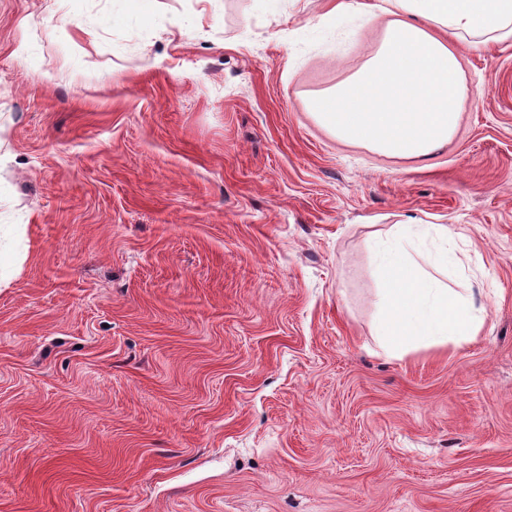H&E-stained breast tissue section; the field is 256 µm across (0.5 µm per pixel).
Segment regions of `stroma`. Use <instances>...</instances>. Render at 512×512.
Returning <instances> with one entry per match:
<instances>
[{
    "instance_id": "35a3bbf8",
    "label": "stroma",
    "mask_w": 512,
    "mask_h": 512,
    "mask_svg": "<svg viewBox=\"0 0 512 512\" xmlns=\"http://www.w3.org/2000/svg\"><path fill=\"white\" fill-rule=\"evenodd\" d=\"M338 0H0V512H512V39L396 159L312 103ZM445 224L475 340L389 356L369 245Z\"/></svg>"
}]
</instances>
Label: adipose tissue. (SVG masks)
<instances>
[{
    "label": "adipose tissue",
    "instance_id": "1",
    "mask_svg": "<svg viewBox=\"0 0 512 512\" xmlns=\"http://www.w3.org/2000/svg\"><path fill=\"white\" fill-rule=\"evenodd\" d=\"M388 21L380 45L347 83L318 99L313 109L330 132L400 159L426 155L451 137L467 94L456 43L512 37V0H382L375 13ZM429 232L436 253L420 249L405 225L375 242L384 282L378 334L387 353L419 346L467 343L480 331L484 309L465 289L448 282L463 260L449 249L454 233L444 224Z\"/></svg>",
    "mask_w": 512,
    "mask_h": 512
}]
</instances>
